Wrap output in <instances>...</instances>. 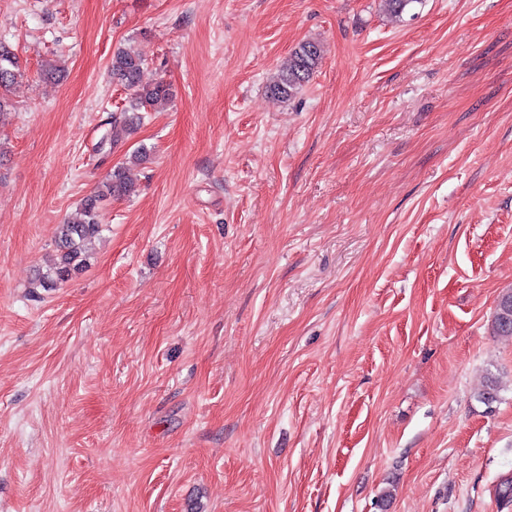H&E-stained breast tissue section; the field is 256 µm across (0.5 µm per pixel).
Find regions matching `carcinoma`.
Here are the masks:
<instances>
[{
  "label": "carcinoma",
  "instance_id": "obj_1",
  "mask_svg": "<svg viewBox=\"0 0 512 512\" xmlns=\"http://www.w3.org/2000/svg\"><path fill=\"white\" fill-rule=\"evenodd\" d=\"M386 11L394 17H402L414 4L422 0H383ZM321 59L320 45L311 40L302 41L289 53L282 65L271 93L277 99H289L313 77ZM144 60L140 55L119 50L112 56V78L120 82L129 92L128 113L121 120L112 122V129L103 137L101 144L116 145L134 133L137 127L136 113L154 109L169 101L168 85L157 80L142 82ZM29 81V76L20 69L17 57L8 43L0 41V116L12 107V96L16 89ZM135 192V185L126 174V167L117 166L110 171L103 188L85 196L75 215L57 226L55 255L48 264L39 268L33 287L49 290L72 279L83 271L89 259L87 246L102 231V202L108 198H121ZM493 330L498 336L512 337V305L496 304L493 314ZM499 381L490 377L478 394L486 405L497 401Z\"/></svg>",
  "mask_w": 512,
  "mask_h": 512
}]
</instances>
